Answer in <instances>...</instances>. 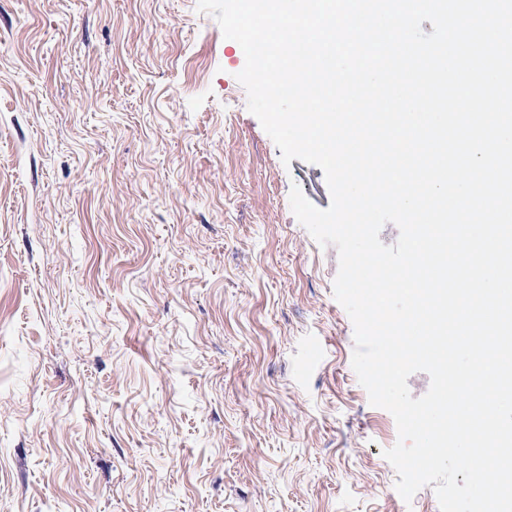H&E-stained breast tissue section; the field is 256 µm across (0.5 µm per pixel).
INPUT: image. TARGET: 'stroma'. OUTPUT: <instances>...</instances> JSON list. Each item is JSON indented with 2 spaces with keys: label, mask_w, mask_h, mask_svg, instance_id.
<instances>
[{
  "label": "stroma",
  "mask_w": 512,
  "mask_h": 512,
  "mask_svg": "<svg viewBox=\"0 0 512 512\" xmlns=\"http://www.w3.org/2000/svg\"><path fill=\"white\" fill-rule=\"evenodd\" d=\"M244 65L197 0H0V512H440Z\"/></svg>",
  "instance_id": "1"
}]
</instances>
